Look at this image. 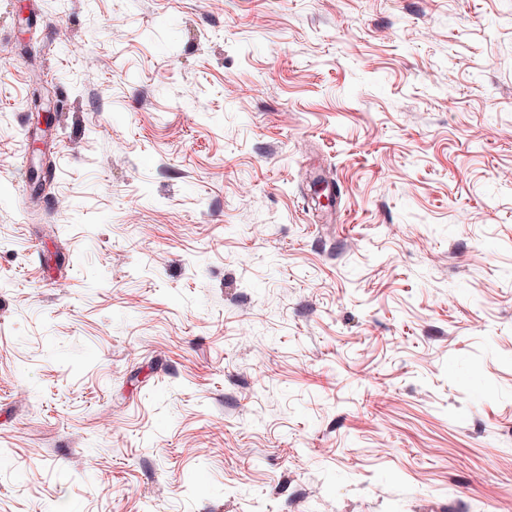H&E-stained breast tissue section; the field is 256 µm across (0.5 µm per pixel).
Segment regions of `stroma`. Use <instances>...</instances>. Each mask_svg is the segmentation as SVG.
Listing matches in <instances>:
<instances>
[{"mask_svg":"<svg viewBox=\"0 0 512 512\" xmlns=\"http://www.w3.org/2000/svg\"><path fill=\"white\" fill-rule=\"evenodd\" d=\"M0 43V512H512V0Z\"/></svg>","mask_w":512,"mask_h":512,"instance_id":"obj_1","label":"stroma"}]
</instances>
